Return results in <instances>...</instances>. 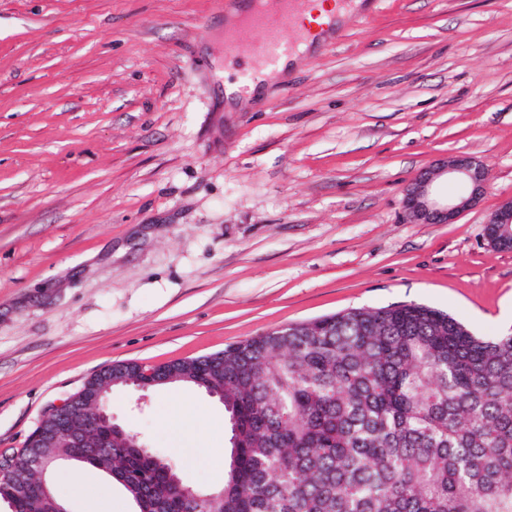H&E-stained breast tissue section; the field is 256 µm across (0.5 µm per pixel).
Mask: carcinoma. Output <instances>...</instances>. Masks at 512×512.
<instances>
[{
	"instance_id": "1",
	"label": "carcinoma",
	"mask_w": 512,
	"mask_h": 512,
	"mask_svg": "<svg viewBox=\"0 0 512 512\" xmlns=\"http://www.w3.org/2000/svg\"><path fill=\"white\" fill-rule=\"evenodd\" d=\"M138 378L222 395L230 453L220 489L190 500L178 465L107 430L0 453L15 512H54L27 453L89 465L136 512H512V333L475 335L432 307L355 308L159 366L122 361L81 387L107 394Z\"/></svg>"
}]
</instances>
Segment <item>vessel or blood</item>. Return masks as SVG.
Here are the masks:
<instances>
[{"label":"vessel or blood","mask_w":512,"mask_h":512,"mask_svg":"<svg viewBox=\"0 0 512 512\" xmlns=\"http://www.w3.org/2000/svg\"><path fill=\"white\" fill-rule=\"evenodd\" d=\"M256 0H223L224 10L236 11L233 36L224 42L225 53L248 47L261 65H275L295 54L301 45L317 47L342 37L345 16L321 13L316 0H273L272 9L256 8Z\"/></svg>","instance_id":"obj_1"}]
</instances>
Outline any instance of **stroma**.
Listing matches in <instances>:
<instances>
[{"label": "stroma", "mask_w": 512, "mask_h": 512, "mask_svg": "<svg viewBox=\"0 0 512 512\" xmlns=\"http://www.w3.org/2000/svg\"><path fill=\"white\" fill-rule=\"evenodd\" d=\"M216 0H0V452L118 361L219 351L351 308L421 303L512 332V0H380L339 43L228 109ZM466 154L489 181L450 224L407 216L423 168ZM110 410L184 451L228 448L223 404L171 384ZM69 512H133L63 463ZM485 233L487 240L491 243V235L493 229H497L498 232L502 230L498 229L499 227H508L511 228V237H512V200L504 203L498 210L492 213L487 221H486Z\"/></svg>", "instance_id": "35a3bbf8"}]
</instances>
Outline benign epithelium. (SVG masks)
<instances>
[{"instance_id": "1", "label": "benign epithelium", "mask_w": 512, "mask_h": 512, "mask_svg": "<svg viewBox=\"0 0 512 512\" xmlns=\"http://www.w3.org/2000/svg\"><path fill=\"white\" fill-rule=\"evenodd\" d=\"M439 170L462 178L467 184V191L456 200L443 203L432 193L436 173L430 169L421 170L407 186L403 205L409 217L423 224L449 223L460 212L477 202L488 182L487 169L469 156H457L439 167ZM500 227L512 229V200L504 203L488 217L485 228L486 237H491L492 230ZM78 408L79 404L70 398L52 405L51 413L54 415V422L50 426L44 425L40 428L38 438L41 442L52 443L60 437H65L72 447H81L79 434L73 428Z\"/></svg>"}]
</instances>
